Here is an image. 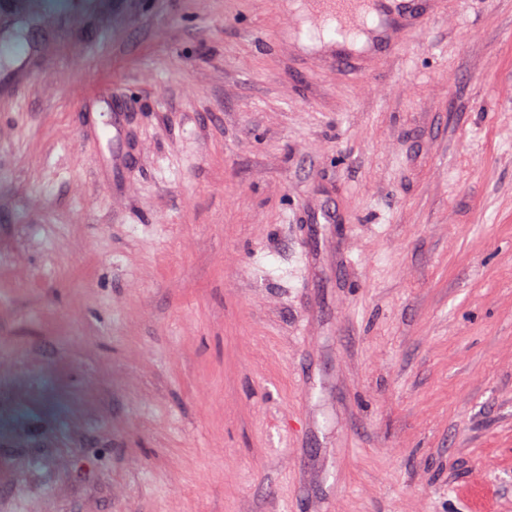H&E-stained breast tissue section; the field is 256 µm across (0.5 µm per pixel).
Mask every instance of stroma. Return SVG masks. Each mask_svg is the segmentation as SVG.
Listing matches in <instances>:
<instances>
[{
  "label": "stroma",
  "instance_id": "35a3bbf8",
  "mask_svg": "<svg viewBox=\"0 0 512 512\" xmlns=\"http://www.w3.org/2000/svg\"><path fill=\"white\" fill-rule=\"evenodd\" d=\"M59 7L0 10V512H512V0L352 67Z\"/></svg>",
  "mask_w": 512,
  "mask_h": 512
}]
</instances>
